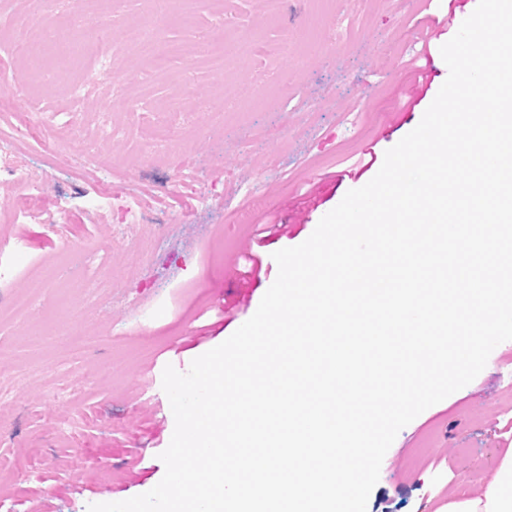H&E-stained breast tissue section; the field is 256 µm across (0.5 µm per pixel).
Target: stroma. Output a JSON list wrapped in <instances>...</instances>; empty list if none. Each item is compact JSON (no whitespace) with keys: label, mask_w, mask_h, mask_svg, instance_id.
<instances>
[{"label":"stroma","mask_w":512,"mask_h":512,"mask_svg":"<svg viewBox=\"0 0 512 512\" xmlns=\"http://www.w3.org/2000/svg\"><path fill=\"white\" fill-rule=\"evenodd\" d=\"M447 0H167L160 39L181 56L156 68L131 39L152 0H94L112 29L111 78L80 106L90 52L54 84L15 60L0 98L26 87L57 122L94 134L115 120L103 152L122 161L106 186L74 142L46 155L29 112H0L21 130V163L41 188L43 218L24 215L27 186L0 175V512H87L143 494L164 475L174 423L161 417L166 365L225 341L277 276L274 252L299 245L385 152L421 121L448 76L415 93L411 34ZM177 104L181 125L161 152L154 108ZM287 224L259 238L258 225ZM109 256L112 279L87 275ZM512 341L468 385L404 427L387 451L367 512H437L457 487L479 490L512 448ZM468 456H461V449Z\"/></svg>","instance_id":"stroma-1"}]
</instances>
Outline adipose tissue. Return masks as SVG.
I'll return each mask as SVG.
<instances>
[{
  "mask_svg": "<svg viewBox=\"0 0 512 512\" xmlns=\"http://www.w3.org/2000/svg\"><path fill=\"white\" fill-rule=\"evenodd\" d=\"M439 512H512V448L507 450L496 475L480 494L458 487Z\"/></svg>",
  "mask_w": 512,
  "mask_h": 512,
  "instance_id": "ef3b65f1",
  "label": "adipose tissue"
}]
</instances>
